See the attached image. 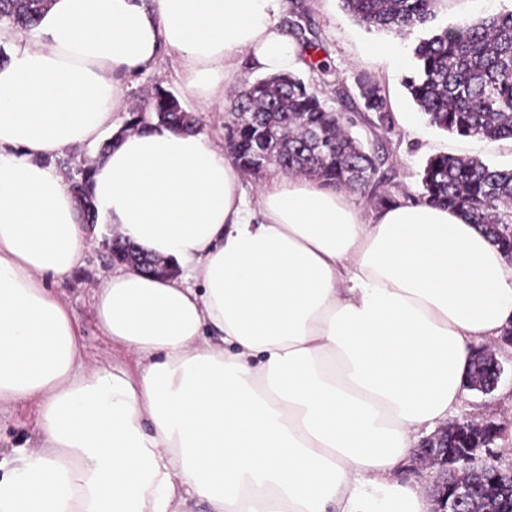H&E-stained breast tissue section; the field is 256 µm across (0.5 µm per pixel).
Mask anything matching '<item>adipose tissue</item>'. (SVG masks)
I'll return each mask as SVG.
<instances>
[{
  "mask_svg": "<svg viewBox=\"0 0 512 512\" xmlns=\"http://www.w3.org/2000/svg\"><path fill=\"white\" fill-rule=\"evenodd\" d=\"M287 7L49 0L30 40L0 25V406L34 403L41 442L0 476V512H433L396 474L455 411L475 347L512 328V258L457 213L366 212L281 172L250 198L219 136L157 125L90 188L98 224L181 270L117 263L95 291L139 372L77 373L82 334L50 287L94 225L47 158L113 129L124 77L160 50L205 105L242 57L291 71Z\"/></svg>",
  "mask_w": 512,
  "mask_h": 512,
  "instance_id": "ef3b65f1",
  "label": "adipose tissue"
}]
</instances>
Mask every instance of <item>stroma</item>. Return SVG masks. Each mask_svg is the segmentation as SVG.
I'll return each mask as SVG.
<instances>
[{
	"instance_id": "35a3bbf8",
	"label": "stroma",
	"mask_w": 512,
	"mask_h": 512,
	"mask_svg": "<svg viewBox=\"0 0 512 512\" xmlns=\"http://www.w3.org/2000/svg\"><path fill=\"white\" fill-rule=\"evenodd\" d=\"M290 12L302 11L308 16L313 35L320 45L319 54L327 58L332 70L321 75L308 63H301L296 72L313 84L335 109L342 110L348 99L357 98L356 82L367 76L386 95L394 123V133L387 150L384 171L386 191L392 196L418 195L421 172L426 160L446 153L477 157L488 165L512 168V142L463 138L431 127L414 105L402 80L408 65L398 64L387 53L396 45L403 56H410L414 38L422 37L415 30L413 39H395L390 34L370 30L345 13L340 0H291ZM512 8V0H439L436 22L450 25L461 20H475L491 13ZM127 96L131 102L148 97L155 86H162L174 95L182 90L167 54H160L156 65L141 74L126 78ZM115 230L105 226L93 234L91 246L79 267L67 279L53 282L59 299L72 309L83 333L84 351L80 368L89 369L113 361L136 369L135 356L121 346L111 345L101 335L94 314L93 291L98 282L108 276L112 267L107 256ZM503 372L495 389L488 394L465 390L458 407V417L491 418L504 428L496 449L502 467L512 466V351H499ZM36 407L24 403L0 410V461L13 466L21 449L37 446L35 431Z\"/></svg>"
}]
</instances>
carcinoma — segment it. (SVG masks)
Returning a JSON list of instances; mask_svg holds the SVG:
<instances>
[{"label":"carcinoma","instance_id":"cac0c4a2","mask_svg":"<svg viewBox=\"0 0 512 512\" xmlns=\"http://www.w3.org/2000/svg\"><path fill=\"white\" fill-rule=\"evenodd\" d=\"M49 0H0V24L25 34L32 30ZM439 0H341L342 9L368 29L401 39L436 17ZM305 50L315 48L307 36L311 24L299 14L289 22ZM414 68L404 86L430 125L480 140H512V10L474 21L439 26L412 50ZM361 106L338 112L298 75L288 72L260 77L231 95L224 140L232 163L241 171L259 174L274 166L336 188H373L371 203L381 209L394 197L381 189L386 154L367 149L351 134L363 120L388 141L393 120L386 97L369 78L357 82ZM175 131H197L199 121L179 99L158 86L131 110L129 129L153 124ZM93 168L84 167L69 183L86 220L94 221L90 193ZM417 199L461 213L477 224L504 252L512 237V169H498L477 157L437 154L427 159ZM137 248L116 242L112 261L131 263ZM475 431L464 424L448 431V455L466 461L465 448ZM475 499L484 512H512V480L482 486Z\"/></svg>","mask_w":512,"mask_h":512}]
</instances>
